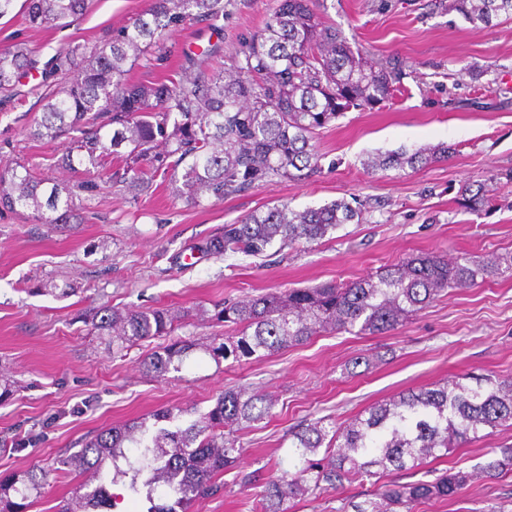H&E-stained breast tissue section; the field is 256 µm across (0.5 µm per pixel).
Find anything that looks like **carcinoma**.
Here are the masks:
<instances>
[{
  "mask_svg": "<svg viewBox=\"0 0 512 512\" xmlns=\"http://www.w3.org/2000/svg\"><path fill=\"white\" fill-rule=\"evenodd\" d=\"M89 0H27L33 25L60 30L87 9ZM224 0H151L143 13L112 31L92 48L71 46L55 54L43 71L42 115L27 136L54 142L68 139L61 164L79 174H99L135 199L157 178H170L177 196L200 205L222 200L279 179H299L321 170L317 131L350 108H373L393 98L406 75L404 63L375 66L352 49L336 26L317 12V0H275L264 27L245 39L223 69L189 58L187 65L149 83H132L126 66H153L152 48L167 32L186 23L223 30ZM474 28L512 17V0H448ZM32 51L17 43L0 51V112L22 102L19 78L32 64ZM449 148L401 149L377 153L367 162L374 172L425 167L448 156ZM112 161L120 168L111 172ZM37 165L0 169V205L31 212L53 226L79 224L76 203L82 184L60 185L35 175ZM357 198L295 210L286 203L255 210L203 240L204 256H261L281 245L318 243L344 224L362 218ZM512 279V253L476 263L427 253L355 281L271 292L229 301L196 317L231 329L228 336L180 341L152 354L147 372L162 377L181 370L195 350L217 359L271 355L336 331L373 335L407 322L449 289L472 288L478 278ZM92 330L119 354L137 342L170 336L182 328L184 311L155 307L138 311L102 309ZM276 400L248 387L228 389L200 420L188 427L150 430L143 422L112 426L85 446L52 463L0 479V512H27L32 492L58 472L91 474L98 484L80 482L57 512H111L112 486L125 482L146 512H188L196 502L224 493L221 476L240 457L237 433L272 416ZM512 421V377L489 376L474 386L447 380L375 403L345 425L325 419L288 433L298 464L256 483L258 512H291L301 496L365 483L364 499H348L352 512H415L431 498L453 497L473 479L447 470L432 481L401 482L400 476L428 459L483 438L482 431ZM512 468V446L482 470L490 476Z\"/></svg>",
  "mask_w": 512,
  "mask_h": 512,
  "instance_id": "carcinoma-1",
  "label": "carcinoma"
}]
</instances>
